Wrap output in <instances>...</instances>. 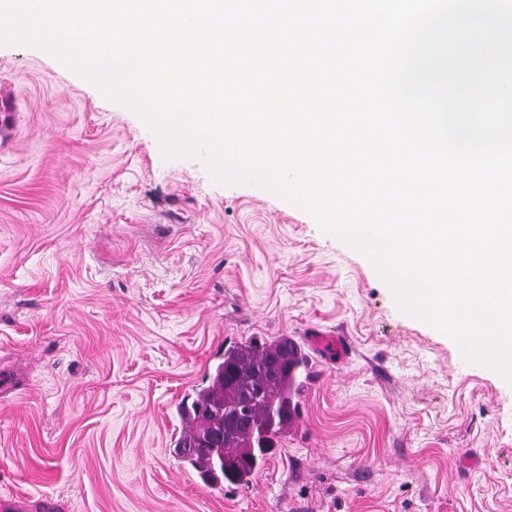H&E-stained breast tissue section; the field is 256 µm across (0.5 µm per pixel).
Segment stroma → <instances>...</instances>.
Wrapping results in <instances>:
<instances>
[{"label":"stroma","mask_w":512,"mask_h":512,"mask_svg":"<svg viewBox=\"0 0 512 512\" xmlns=\"http://www.w3.org/2000/svg\"><path fill=\"white\" fill-rule=\"evenodd\" d=\"M0 498L68 512H512V386L252 183L167 159L58 58L0 45ZM296 339L301 414L246 486L173 452L225 347ZM65 505L61 501H57L54 497L46 495L41 496L37 500L31 501L27 499H0V510L2 512H60L64 510Z\"/></svg>","instance_id":"1"}]
</instances>
